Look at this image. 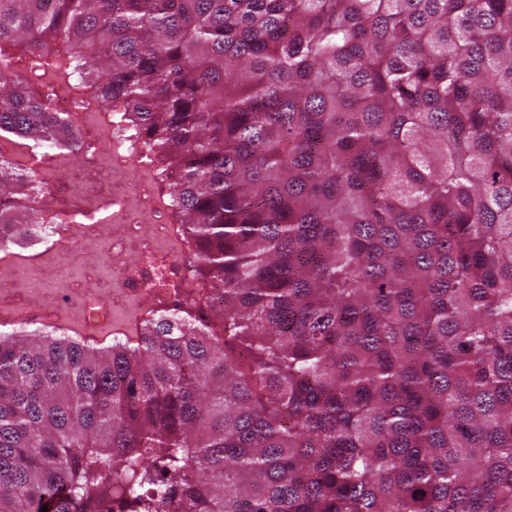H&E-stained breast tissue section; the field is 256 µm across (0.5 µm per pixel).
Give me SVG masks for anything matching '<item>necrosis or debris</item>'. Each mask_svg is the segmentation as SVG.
Instances as JSON below:
<instances>
[{
  "mask_svg": "<svg viewBox=\"0 0 512 512\" xmlns=\"http://www.w3.org/2000/svg\"><path fill=\"white\" fill-rule=\"evenodd\" d=\"M78 125L90 148L82 166L30 148L14 156L18 167L41 175L50 189L92 188L104 194L127 186L138 200L130 206L112 199V221L125 229L121 237H100L92 225L75 224L81 207L52 204L40 233L37 261L17 264L0 257V285L33 289L30 304L0 302V326H59L62 334L123 336L153 314L170 311L195 292L191 271L179 257L183 246L178 226L154 190V172L146 155L131 154L128 135L115 112H80ZM149 238H142V228ZM102 253V264L64 271L70 244ZM96 289H88V282Z\"/></svg>",
  "mask_w": 512,
  "mask_h": 512,
  "instance_id": "necrosis-or-debris-1",
  "label": "necrosis or debris"
}]
</instances>
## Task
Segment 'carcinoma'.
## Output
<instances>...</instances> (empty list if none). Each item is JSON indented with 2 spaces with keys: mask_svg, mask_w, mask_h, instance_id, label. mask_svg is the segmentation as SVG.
I'll use <instances>...</instances> for the list:
<instances>
[{
  "mask_svg": "<svg viewBox=\"0 0 512 512\" xmlns=\"http://www.w3.org/2000/svg\"><path fill=\"white\" fill-rule=\"evenodd\" d=\"M147 152L207 289L0 333V512H512V0H0V141ZM50 197L0 158V251Z\"/></svg>",
  "mask_w": 512,
  "mask_h": 512,
  "instance_id": "cac0c4a2",
  "label": "carcinoma"
}]
</instances>
